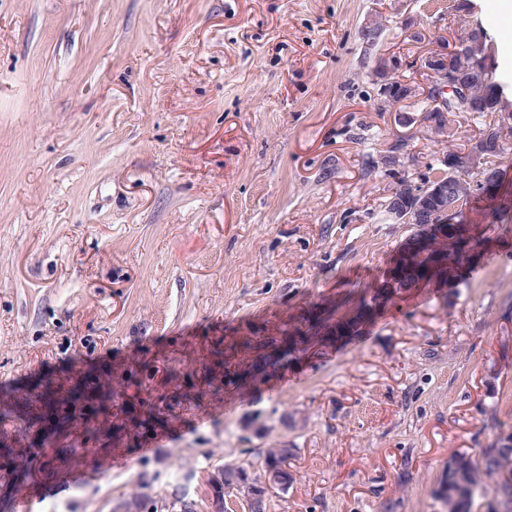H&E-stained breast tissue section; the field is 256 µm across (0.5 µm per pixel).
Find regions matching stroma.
I'll use <instances>...</instances> for the list:
<instances>
[{"label":"stroma","instance_id":"35a3bbf8","mask_svg":"<svg viewBox=\"0 0 512 512\" xmlns=\"http://www.w3.org/2000/svg\"><path fill=\"white\" fill-rule=\"evenodd\" d=\"M388 25L374 49L362 26ZM448 0H0V400L109 382L111 423L32 429L0 459V512H125L180 491L212 512L224 465L288 487L267 512H444L453 456L512 435V166L466 212L494 247L466 283L418 288L326 354L224 387V351L308 304L354 300L409 233L384 158L434 178L449 134L390 104ZM154 406L151 429L127 430ZM288 460V451L284 448H271L266 456L265 464L266 471L269 476L272 474L274 478H283L284 481L291 480L288 469L285 468L286 461ZM228 485V472L218 469L207 476L205 486L208 497L217 510H224V493Z\"/></svg>","mask_w":512,"mask_h":512}]
</instances>
